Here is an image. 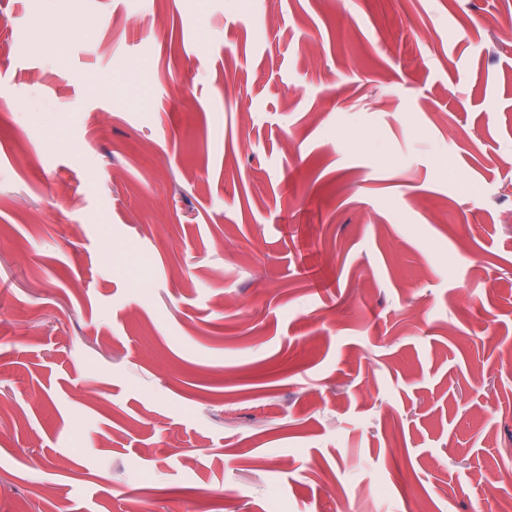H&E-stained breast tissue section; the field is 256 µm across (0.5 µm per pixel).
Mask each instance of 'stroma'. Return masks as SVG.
Wrapping results in <instances>:
<instances>
[{
  "mask_svg": "<svg viewBox=\"0 0 512 512\" xmlns=\"http://www.w3.org/2000/svg\"><path fill=\"white\" fill-rule=\"evenodd\" d=\"M507 14L0 0V512H512Z\"/></svg>",
  "mask_w": 512,
  "mask_h": 512,
  "instance_id": "obj_1",
  "label": "stroma"
}]
</instances>
